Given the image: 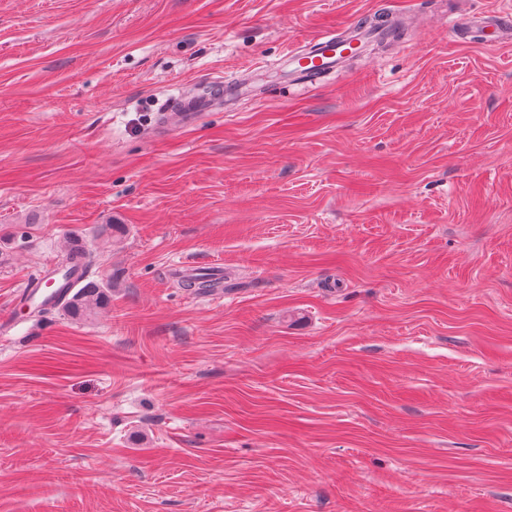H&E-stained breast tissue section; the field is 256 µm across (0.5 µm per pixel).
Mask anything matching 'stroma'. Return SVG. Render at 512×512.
I'll use <instances>...</instances> for the list:
<instances>
[{
    "mask_svg": "<svg viewBox=\"0 0 512 512\" xmlns=\"http://www.w3.org/2000/svg\"><path fill=\"white\" fill-rule=\"evenodd\" d=\"M473 15L512 0H0V512H512V43ZM74 238L107 304L17 305ZM347 35L334 29L323 30L307 40L293 45L280 59L277 69L286 71L291 81H311L323 77L340 66L351 52L373 39L387 38L390 31L372 30L351 22ZM203 85L200 92L174 96L168 102L161 122L156 128L157 133H164L173 128L195 125L203 112L224 109L233 103L235 91L224 93V80H207L199 82ZM224 282V276L217 279L212 275L196 273L184 275L178 278L177 282L181 288L196 294H207L218 289V285Z\"/></svg>",
    "mask_w": 512,
    "mask_h": 512,
    "instance_id": "obj_1",
    "label": "stroma"
}]
</instances>
